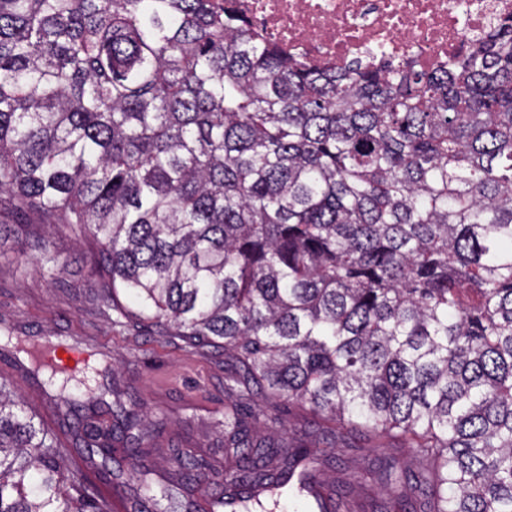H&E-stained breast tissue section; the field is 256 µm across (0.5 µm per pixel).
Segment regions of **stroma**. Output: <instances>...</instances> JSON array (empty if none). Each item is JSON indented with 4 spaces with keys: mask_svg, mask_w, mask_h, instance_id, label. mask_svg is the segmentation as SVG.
Masks as SVG:
<instances>
[{
    "mask_svg": "<svg viewBox=\"0 0 512 512\" xmlns=\"http://www.w3.org/2000/svg\"><path fill=\"white\" fill-rule=\"evenodd\" d=\"M42 221L36 210L0 202V224L15 227L14 234L0 239V319L11 327L13 342L26 336L39 341L54 336L90 353V362L81 370L60 372L51 379L52 388L82 396L101 392L98 371L105 362H112L120 380L133 382L153 411L166 416L167 427L155 439L157 447L177 443L195 451L203 445L208 455L223 458V357L112 326L111 309L90 299L91 293L102 289L101 282L90 277L86 264L93 250L91 242L78 245L68 233H58L52 238L57 263L21 264L20 245L39 234ZM0 378L37 421L53 432L57 443L70 449L71 435L60 426L56 406L41 389L17 377L13 366L3 361ZM324 477L330 482L354 483L356 497L364 504L380 494L376 463L363 449L346 456L343 465L325 467Z\"/></svg>",
    "mask_w": 512,
    "mask_h": 512,
    "instance_id": "stroma-1",
    "label": "stroma"
}]
</instances>
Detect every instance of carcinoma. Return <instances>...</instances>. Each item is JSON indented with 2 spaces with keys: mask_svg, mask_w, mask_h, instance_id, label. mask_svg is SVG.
<instances>
[{
  "mask_svg": "<svg viewBox=\"0 0 512 512\" xmlns=\"http://www.w3.org/2000/svg\"><path fill=\"white\" fill-rule=\"evenodd\" d=\"M0 193L32 248L93 241L112 323L224 353V482L153 447L111 368L112 421L60 395L89 472L0 389V512H249L285 488L366 512L334 462L378 454L372 512H512V18L429 68L293 59L224 0H0ZM309 430L271 439L280 409ZM323 457L310 458V449ZM406 448L403 458L383 453Z\"/></svg>",
  "mask_w": 512,
  "mask_h": 512,
  "instance_id": "cac0c4a2",
  "label": "carcinoma"
}]
</instances>
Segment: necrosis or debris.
I'll use <instances>...</instances> for the list:
<instances>
[{"label":"necrosis or debris","mask_w":512,"mask_h":512,"mask_svg":"<svg viewBox=\"0 0 512 512\" xmlns=\"http://www.w3.org/2000/svg\"><path fill=\"white\" fill-rule=\"evenodd\" d=\"M265 39L327 69L415 60L430 67L512 17V0H236Z\"/></svg>","instance_id":"obj_1"}]
</instances>
